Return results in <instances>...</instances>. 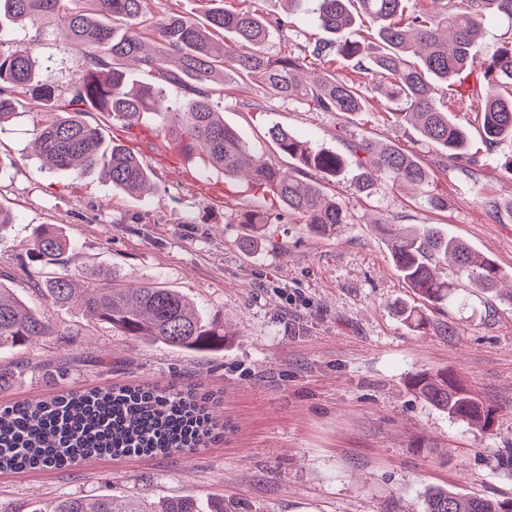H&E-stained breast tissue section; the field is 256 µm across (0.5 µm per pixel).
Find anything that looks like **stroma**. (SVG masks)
I'll list each match as a JSON object with an SVG mask.
<instances>
[{
    "label": "stroma",
    "mask_w": 512,
    "mask_h": 512,
    "mask_svg": "<svg viewBox=\"0 0 512 512\" xmlns=\"http://www.w3.org/2000/svg\"><path fill=\"white\" fill-rule=\"evenodd\" d=\"M273 19L266 52L300 54L326 40L312 0L288 10L285 0H247ZM32 43L40 67L60 90L81 72L78 47L46 24L0 32V46ZM372 110L341 124L335 113L266 98L254 83L213 86L225 124L283 170L295 162L265 139L280 125L315 149L347 153L369 136L395 144L430 168L416 190L379 177L372 196L353 186L356 167L335 178L315 174L348 211L341 231L320 234L299 221L262 227L240 213L271 209L238 178L200 172L147 136L129 140L119 123L86 114L106 140L129 144L151 171L155 191L129 195L98 174L74 178L42 171L34 147L35 114L19 107L0 125V206L14 217L0 228V284L35 306L58 333L0 359H20L21 372L0 387V407L86 386L192 384L212 393L224 423L222 439L188 456H106L66 469L0 471V512H29L71 496L115 495L159 500L220 498L224 512H423L427 490L512 499V300L470 289L447 303L420 298L396 270L375 221L438 224L492 258L512 278V141L486 147L470 101L438 89L440 105L471 139V160L440 166L436 148L395 126L399 103L367 80ZM447 199L446 210L426 199ZM503 207L488 217L486 203ZM70 239V270L116 271L147 278L191 299L225 332L216 352L185 353L93 325L78 306L57 308L32 283L47 268L26 248L36 229ZM412 306L425 318L411 327ZM445 371L495 410L489 429L474 427L419 397L413 376Z\"/></svg>",
    "instance_id": "35a3bbf8"
}]
</instances>
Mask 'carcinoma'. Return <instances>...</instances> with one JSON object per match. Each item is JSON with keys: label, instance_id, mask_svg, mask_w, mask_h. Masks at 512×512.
<instances>
[{"label": "carcinoma", "instance_id": "cac0c4a2", "mask_svg": "<svg viewBox=\"0 0 512 512\" xmlns=\"http://www.w3.org/2000/svg\"><path fill=\"white\" fill-rule=\"evenodd\" d=\"M0 0V29L47 21L58 34L83 50L80 79L66 93L59 92L48 68L36 69L34 48L27 43L0 50V124L16 114L18 95L24 94L36 113L38 155L49 172L67 170L80 178L104 170L112 185L136 195L150 183V170L139 156L119 143L106 144L102 131L83 119L88 109L104 112L136 135L145 113L155 115L157 135L168 146L195 156L204 167H217L224 176L248 172L252 188L272 199L279 212L250 211L241 224H271L280 218L302 219L318 233L348 223L343 205L317 182L303 178L312 172L339 174L345 157L315 150L274 125L267 137L278 151L295 159V174H285L267 162L219 116L209 85L232 75L256 79L267 95L306 105L318 112H337L351 118L367 109L360 83L316 67L330 56L351 64L359 74H381L389 82L384 97L406 108L395 122L408 126L420 140L434 145L446 160H460L469 152L467 131L433 97L434 86H461L475 72L482 77L465 89L482 118V137L488 147L512 140V39L490 60L472 53L476 34L493 12L512 21V0H454L453 8L431 7L405 13L406 0H314L320 26L335 35L307 55L272 57L265 51L270 29L288 22L267 20L246 8L216 7L198 20L183 13L159 18L153 28L156 46L143 52L137 26L145 0ZM362 18L373 24L374 40H342V32ZM139 63L149 76L130 81L125 63ZM161 84L183 86L191 97L180 112L163 106ZM361 169L357 189L370 195L379 174L392 182L426 185L430 170L405 150L379 145L370 139L349 144ZM378 227L388 236L391 255L404 279L425 300L448 301L461 287L497 293L504 280L500 267L465 241L424 224L409 233H395L384 220ZM71 243L53 230L43 229L33 240L31 257L63 272L33 283L47 301L66 307L78 301L87 319L108 324L130 336L180 351L212 346L224 331L173 288L144 281L137 287L114 275L93 269L72 273L65 269ZM451 261L456 279L435 273L436 264ZM59 335L11 289L0 284V350L36 344ZM416 393L448 415L489 429L494 409L474 397L446 371L423 373L413 380ZM214 398L195 388L129 383L118 388L89 387L63 391L50 398L15 403L0 409V468L60 469L75 460L117 450L145 454H189L223 431L212 405ZM52 512H224L211 502L175 497L158 501L114 495L70 496L57 501ZM424 512H512V500L477 498L436 488L425 497Z\"/></svg>", "mask_w": 512, "mask_h": 512}]
</instances>
